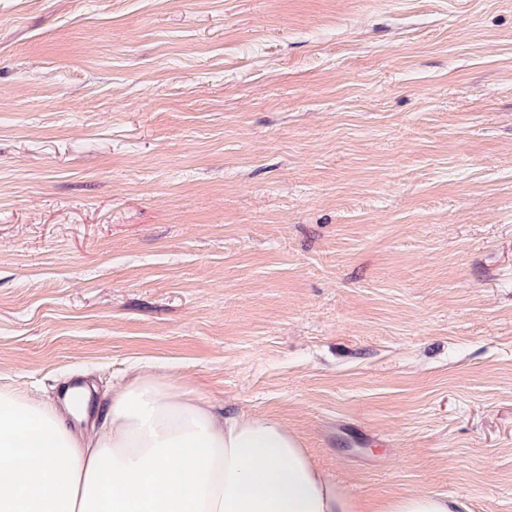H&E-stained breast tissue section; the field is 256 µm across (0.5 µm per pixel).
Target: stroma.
Masks as SVG:
<instances>
[{"label": "stroma", "instance_id": "1", "mask_svg": "<svg viewBox=\"0 0 512 512\" xmlns=\"http://www.w3.org/2000/svg\"><path fill=\"white\" fill-rule=\"evenodd\" d=\"M137 367L512 512V0H0V386Z\"/></svg>", "mask_w": 512, "mask_h": 512}]
</instances>
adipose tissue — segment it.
Returning <instances> with one entry per match:
<instances>
[{"label": "adipose tissue", "instance_id": "1", "mask_svg": "<svg viewBox=\"0 0 512 512\" xmlns=\"http://www.w3.org/2000/svg\"><path fill=\"white\" fill-rule=\"evenodd\" d=\"M438 494L375 512H457ZM0 512H360L277 419L230 413L191 388L136 375L91 405L0 388Z\"/></svg>", "mask_w": 512, "mask_h": 512}]
</instances>
